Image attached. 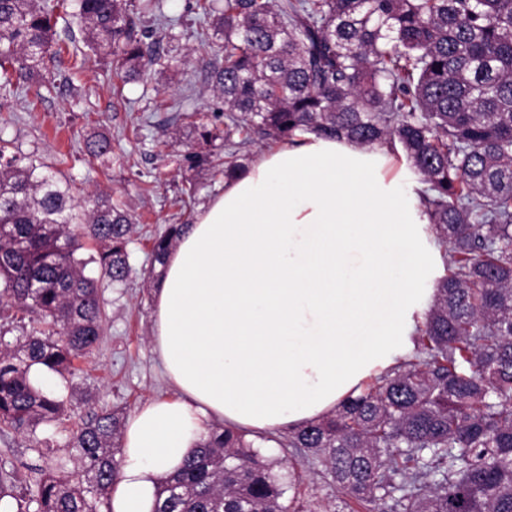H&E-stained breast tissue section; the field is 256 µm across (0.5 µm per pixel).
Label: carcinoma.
Returning <instances> with one entry per match:
<instances>
[{"instance_id": "obj_1", "label": "carcinoma", "mask_w": 512, "mask_h": 512, "mask_svg": "<svg viewBox=\"0 0 512 512\" xmlns=\"http://www.w3.org/2000/svg\"><path fill=\"white\" fill-rule=\"evenodd\" d=\"M61 0H0V96L43 75L63 50ZM87 47L111 58L125 85L196 59L224 102V129L194 121L189 146L234 149L224 176L246 169L248 130L297 132L361 145L400 144L427 184L429 231L449 247V275L416 340L415 359L381 376L326 419L279 442L336 484L348 512H512V0H197L206 31L185 59H166L139 20L166 23L162 0H73ZM102 163L109 136L87 143ZM83 217L70 184L0 145V309L41 324L11 341L0 329V430L28 435L59 419L64 401L33 367L63 374L94 355L105 313L99 283L133 267L132 218L100 191ZM185 225L153 244L165 265ZM100 246L99 277L76 253ZM73 435L81 477L45 472L36 494L0 472L6 512H101L118 475L124 416L88 406ZM243 435L224 427L189 451L156 512H302Z\"/></svg>"}]
</instances>
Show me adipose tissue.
Instances as JSON below:
<instances>
[{
  "label": "adipose tissue",
  "mask_w": 512,
  "mask_h": 512,
  "mask_svg": "<svg viewBox=\"0 0 512 512\" xmlns=\"http://www.w3.org/2000/svg\"><path fill=\"white\" fill-rule=\"evenodd\" d=\"M424 188L387 145L306 132L225 180L153 290L179 396L126 421L109 512H154L215 424L297 429L412 357L442 263Z\"/></svg>",
  "instance_id": "1"
}]
</instances>
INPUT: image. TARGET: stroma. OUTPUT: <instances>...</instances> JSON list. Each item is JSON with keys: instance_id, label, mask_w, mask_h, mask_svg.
<instances>
[{"instance_id": "35a3bbf8", "label": "stroma", "mask_w": 512, "mask_h": 512, "mask_svg": "<svg viewBox=\"0 0 512 512\" xmlns=\"http://www.w3.org/2000/svg\"><path fill=\"white\" fill-rule=\"evenodd\" d=\"M163 10L178 19L175 30L149 17L143 25L173 55L184 56L202 27L196 0H164ZM56 30L67 52L50 63L46 90L27 84L14 96L0 97V139L8 142L10 151L43 163L69 182L77 198L110 192L113 203L134 219L129 245L133 272L127 287L101 291L105 332L95 355L78 361L75 373L55 378L52 390L65 401L67 413L38 427L32 437L0 435V465L15 472L27 495L35 493L43 472L77 471L76 451L68 441L77 430L85 399L128 417L148 399L175 397L150 343L153 285L158 280L151 270V246L167 225L193 223L200 207L223 186L227 158L220 148L206 168L190 169L184 160L187 148L173 135L180 126L175 117L179 111H199L210 123H224V105L213 96L201 64L180 66L163 77L145 75L118 95L111 61L71 52V45L83 42L79 20L64 14ZM174 101L180 110L171 109ZM97 130L112 139L106 165L87 153L86 140ZM190 182L196 187L195 201L186 205L180 192ZM40 439L53 445V454L38 453ZM287 495L312 512H346L335 486L305 466Z\"/></svg>"}]
</instances>
